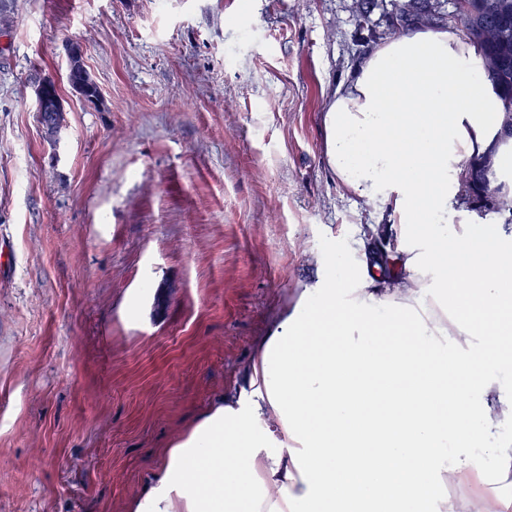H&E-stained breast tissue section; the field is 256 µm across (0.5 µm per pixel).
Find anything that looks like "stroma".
<instances>
[{
	"instance_id": "stroma-1",
	"label": "stroma",
	"mask_w": 512,
	"mask_h": 512,
	"mask_svg": "<svg viewBox=\"0 0 512 512\" xmlns=\"http://www.w3.org/2000/svg\"><path fill=\"white\" fill-rule=\"evenodd\" d=\"M353 0H17L0 35V512H128L388 213L325 157ZM80 44L97 103L67 83ZM58 84L48 142L33 80ZM449 484L512 503V463Z\"/></svg>"
}]
</instances>
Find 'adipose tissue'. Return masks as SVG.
Segmentation results:
<instances>
[{"mask_svg": "<svg viewBox=\"0 0 512 512\" xmlns=\"http://www.w3.org/2000/svg\"><path fill=\"white\" fill-rule=\"evenodd\" d=\"M473 55L456 30H403L332 93L327 164L396 221L408 284L380 292L367 252L327 257L248 391L165 449L130 512H495L441 492L480 468L482 404L512 365V240L448 222L463 162L495 133Z\"/></svg>", "mask_w": 512, "mask_h": 512, "instance_id": "obj_1", "label": "adipose tissue"}]
</instances>
